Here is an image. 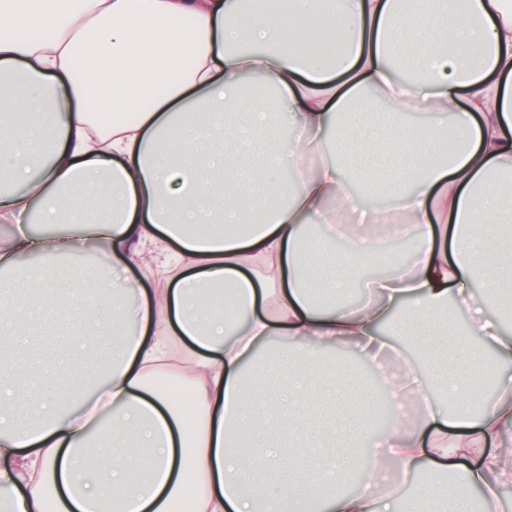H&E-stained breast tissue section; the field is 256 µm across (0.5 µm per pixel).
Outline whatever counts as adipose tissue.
Listing matches in <instances>:
<instances>
[{
  "instance_id": "obj_1",
  "label": "adipose tissue",
  "mask_w": 512,
  "mask_h": 512,
  "mask_svg": "<svg viewBox=\"0 0 512 512\" xmlns=\"http://www.w3.org/2000/svg\"><path fill=\"white\" fill-rule=\"evenodd\" d=\"M0 226V343L112 337L0 360V512H512V0H0ZM400 229L364 301L311 303ZM399 344L420 412L377 437L328 354ZM51 344L60 348L64 355L70 357L77 355L89 363H98L100 360L109 357L111 352L110 342L106 338L93 339L73 349L66 336H53Z\"/></svg>"
}]
</instances>
